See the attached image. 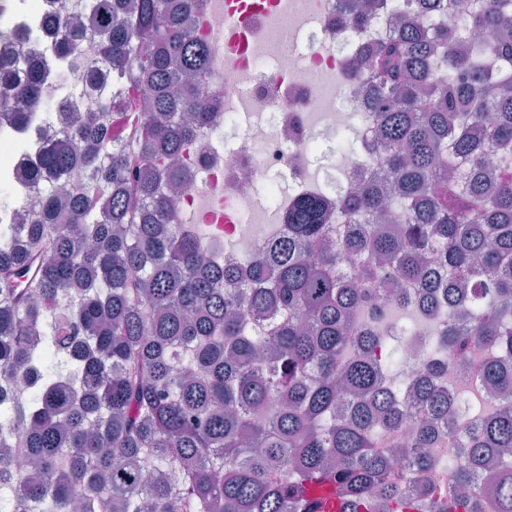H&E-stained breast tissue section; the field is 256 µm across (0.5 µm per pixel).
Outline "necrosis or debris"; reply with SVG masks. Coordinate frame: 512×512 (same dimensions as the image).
I'll use <instances>...</instances> for the list:
<instances>
[{
  "label": "necrosis or debris",
  "instance_id": "necrosis-or-debris-1",
  "mask_svg": "<svg viewBox=\"0 0 512 512\" xmlns=\"http://www.w3.org/2000/svg\"><path fill=\"white\" fill-rule=\"evenodd\" d=\"M415 9L416 0H393L388 13L357 29L339 24L341 0H278L243 30L234 0H203L190 28L210 50L203 91L218 106L182 152L191 180L176 200L174 223L204 226L208 243L222 248L219 260L239 261L281 237L282 217L301 193L332 196L368 176L378 148L354 70L381 33ZM56 11V0H0V53L51 72L33 103L19 83L0 84V101L30 115L23 130L0 115V196L7 200L1 224L22 210L39 214L40 191L28 172L43 136L64 127L62 82L81 86L86 111L109 87L105 75L94 85L82 82L84 70L98 63L92 40L62 61L49 54L62 36L46 26ZM332 138L342 162L322 178L312 158Z\"/></svg>",
  "mask_w": 512,
  "mask_h": 512
}]
</instances>
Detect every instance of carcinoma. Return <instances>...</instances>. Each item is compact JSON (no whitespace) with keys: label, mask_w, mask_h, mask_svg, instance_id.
Masks as SVG:
<instances>
[{"label":"carcinoma","mask_w":512,"mask_h":512,"mask_svg":"<svg viewBox=\"0 0 512 512\" xmlns=\"http://www.w3.org/2000/svg\"><path fill=\"white\" fill-rule=\"evenodd\" d=\"M189 0H77L59 59L93 28L116 92L32 167L38 224H0V512H512V0H454L484 34L406 16L357 75L380 169L298 197L281 240L238 267L170 223L177 163L210 112ZM365 26L387 0H343ZM45 75L24 74L37 99ZM80 168L82 196L58 178ZM35 260V275L19 281ZM431 323L426 369L397 382L390 310ZM474 363L473 409L439 385ZM412 427L393 461L389 431ZM459 438L458 492L423 476ZM409 467L418 489L400 490ZM335 486L327 481L313 483L307 499L315 505V512H340V502L336 498Z\"/></svg>","instance_id":"obj_1"}]
</instances>
